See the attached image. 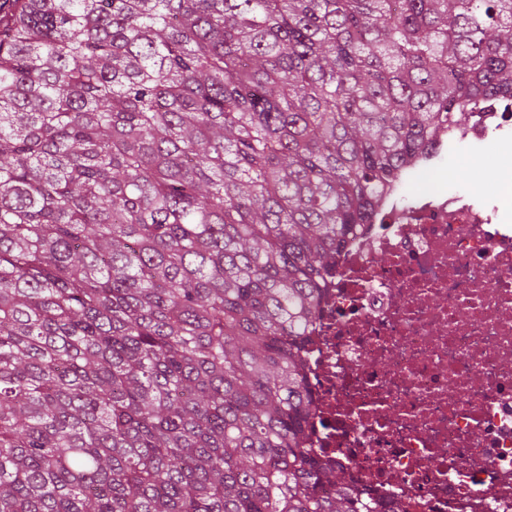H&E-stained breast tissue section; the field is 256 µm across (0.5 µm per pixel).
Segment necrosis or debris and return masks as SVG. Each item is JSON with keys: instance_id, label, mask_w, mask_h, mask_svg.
I'll return each mask as SVG.
<instances>
[{"instance_id": "1", "label": "necrosis or debris", "mask_w": 512, "mask_h": 512, "mask_svg": "<svg viewBox=\"0 0 512 512\" xmlns=\"http://www.w3.org/2000/svg\"><path fill=\"white\" fill-rule=\"evenodd\" d=\"M502 113L472 114L415 171L486 142L512 152ZM492 208L440 186L341 250L310 331L311 445L384 512H512V165Z\"/></svg>"}]
</instances>
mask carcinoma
Segmentation results:
<instances>
[{
	"instance_id": "obj_1",
	"label": "carcinoma",
	"mask_w": 512,
	"mask_h": 512,
	"mask_svg": "<svg viewBox=\"0 0 512 512\" xmlns=\"http://www.w3.org/2000/svg\"><path fill=\"white\" fill-rule=\"evenodd\" d=\"M6 2L0 512H382L307 337L384 191L512 113V0Z\"/></svg>"
}]
</instances>
